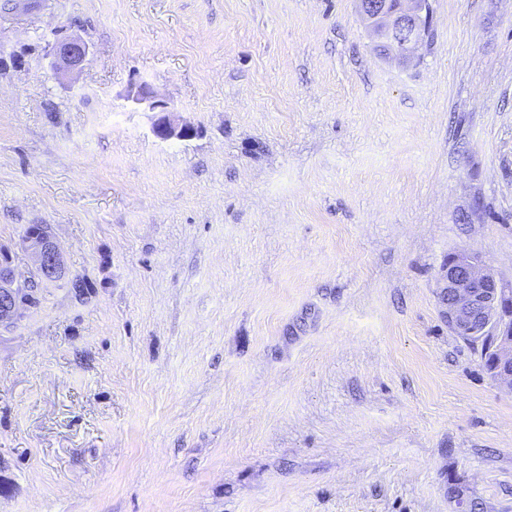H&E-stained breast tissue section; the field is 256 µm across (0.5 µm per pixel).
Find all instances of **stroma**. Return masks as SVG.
Instances as JSON below:
<instances>
[{"label": "stroma", "instance_id": "1", "mask_svg": "<svg viewBox=\"0 0 512 512\" xmlns=\"http://www.w3.org/2000/svg\"><path fill=\"white\" fill-rule=\"evenodd\" d=\"M32 3L0 244L27 275L49 225L65 273L0 329V512H512V393L439 290L460 249L512 282V0H429L406 63L357 0ZM54 73L70 74L81 71L89 57V47L80 37L67 36L48 47Z\"/></svg>", "mask_w": 512, "mask_h": 512}]
</instances>
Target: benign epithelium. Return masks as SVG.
Returning a JSON list of instances; mask_svg holds the SVG:
<instances>
[{
	"mask_svg": "<svg viewBox=\"0 0 512 512\" xmlns=\"http://www.w3.org/2000/svg\"><path fill=\"white\" fill-rule=\"evenodd\" d=\"M360 13L380 40V46L400 56H410L422 44L419 29L425 12L423 0H359ZM53 72L81 71L89 57L87 43L67 36L48 47ZM137 101L163 112L155 127L162 139L187 138L191 130L167 115L169 107L146 85L139 86ZM21 242L31 255L29 275L17 274L12 257L0 248V325L11 324L24 313L40 284L62 273L61 249L48 226L39 224L23 232ZM449 330L456 336H493L497 356L491 374L499 387L512 392V284L504 282L478 254L460 250L448 255L444 291L440 295Z\"/></svg>",
	"mask_w": 512,
	"mask_h": 512,
	"instance_id": "1",
	"label": "benign epithelium"
}]
</instances>
